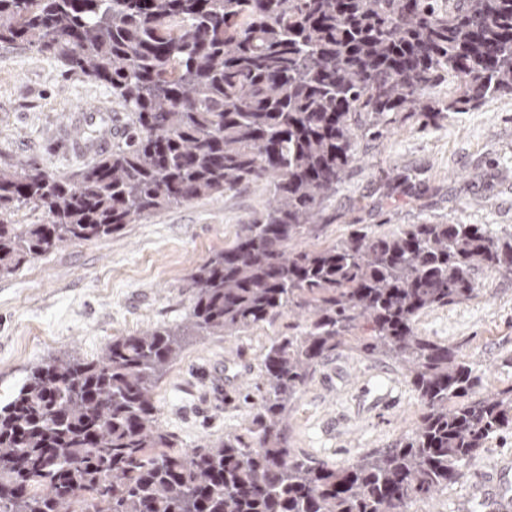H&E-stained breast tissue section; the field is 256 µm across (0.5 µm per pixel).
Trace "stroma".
<instances>
[{
  "label": "stroma",
  "mask_w": 512,
  "mask_h": 512,
  "mask_svg": "<svg viewBox=\"0 0 512 512\" xmlns=\"http://www.w3.org/2000/svg\"><path fill=\"white\" fill-rule=\"evenodd\" d=\"M125 112L106 85L67 71L34 49L0 45V162L29 161L70 176L96 153L76 152L72 116ZM359 159L305 246L341 239L360 225L389 232L425 220L512 229V96L486 99L447 118L413 116L382 137L358 141ZM268 195L243 187L200 197L92 242L64 243L0 276V404L30 370L64 353L92 359L112 337L182 323L195 301L192 276L262 212ZM476 299L423 314L417 329L457 346L481 391L512 386V276L485 272ZM282 315L232 338H195L158 381L161 426L180 449L247 426L265 346L286 335ZM420 411L397 364L343 350L318 367L288 419L292 447L339 467L410 430ZM512 478V433L490 437L454 486L409 512H490L471 488Z\"/></svg>",
  "instance_id": "1"
}]
</instances>
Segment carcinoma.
Wrapping results in <instances>:
<instances>
[{"label": "carcinoma", "mask_w": 512, "mask_h": 512, "mask_svg": "<svg viewBox=\"0 0 512 512\" xmlns=\"http://www.w3.org/2000/svg\"><path fill=\"white\" fill-rule=\"evenodd\" d=\"M0 44L35 48L126 105L124 142L72 177L0 165V275L73 241L254 185L269 206L193 276L186 322L50 358L0 405V512H408L512 430V386L484 395L458 349L421 335L428 310L512 274V231L423 222L320 224L357 141L401 114L448 117L512 96V0H0ZM458 83L442 99L441 73ZM23 205L44 224H16ZM299 320L263 357L250 425L192 451L159 425L155 387L189 338ZM342 347L398 363L416 425L341 468L288 443V417Z\"/></svg>", "instance_id": "cac0c4a2"}]
</instances>
